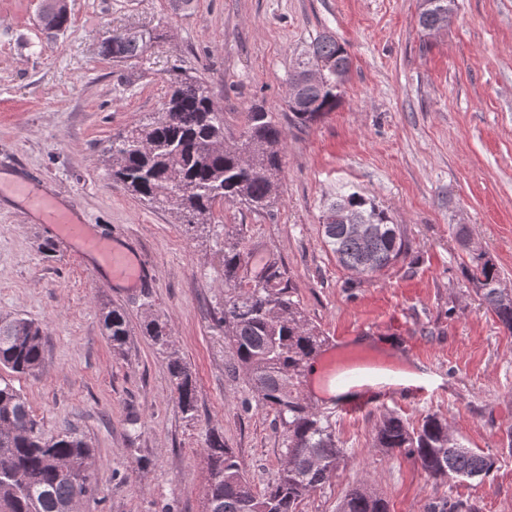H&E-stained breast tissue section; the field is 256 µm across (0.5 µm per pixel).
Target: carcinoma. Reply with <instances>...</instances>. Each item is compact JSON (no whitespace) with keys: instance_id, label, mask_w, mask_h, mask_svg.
Segmentation results:
<instances>
[{"instance_id":"1","label":"carcinoma","mask_w":512,"mask_h":512,"mask_svg":"<svg viewBox=\"0 0 512 512\" xmlns=\"http://www.w3.org/2000/svg\"><path fill=\"white\" fill-rule=\"evenodd\" d=\"M448 10V0H430L418 25L428 32ZM65 11L45 4L41 22L52 32L66 29ZM156 36L149 29H120L100 46V53L117 62L137 64L147 58ZM341 66L320 81L303 87L304 104L287 100L288 111L305 126L336 109L340 87L350 66L345 44L328 33L318 35L296 58L289 83L322 60ZM224 139V113L215 106L209 85L188 68L168 69V89L161 111L112 138V180L152 207L178 213L193 230L212 223L213 208L222 200H236L253 211L271 207L283 173L284 134L269 112L255 107L237 143L222 151L209 146ZM348 205L368 226L360 236L348 224L327 223L336 206ZM324 241L338 263L356 274H380L408 252L400 225L374 199L342 188L322 215ZM224 282L234 283L224 298V333L245 370L258 406L274 414L282 432L284 461L274 483L255 489L232 449L215 434L204 449L208 471L206 512H300L299 506L338 471L344 449L336 441L330 417L300 394L308 362L317 357L322 340L308 323L290 292L273 283L269 273L251 285L238 282L240 242L224 234ZM466 271L482 303L512 334V291L500 287V272L484 252L470 254ZM103 327L112 346L128 336V321L119 308L103 314ZM154 344L167 345L169 333L156 319L144 324ZM44 363L43 329L32 320L0 317V368L16 374L33 373ZM168 371L183 414L196 411V379L180 359ZM375 447L398 452L442 480H483L495 469L489 454L467 447L448 431L447 421L426 415L413 426L391 413L375 428ZM92 448L70 430L45 435L33 419L24 394L0 376V512H69L76 486L97 482L89 464ZM339 512H389L386 499L361 486L344 497Z\"/></svg>"}]
</instances>
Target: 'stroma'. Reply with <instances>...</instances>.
I'll return each instance as SVG.
<instances>
[{
	"label": "stroma",
	"mask_w": 512,
	"mask_h": 512,
	"mask_svg": "<svg viewBox=\"0 0 512 512\" xmlns=\"http://www.w3.org/2000/svg\"><path fill=\"white\" fill-rule=\"evenodd\" d=\"M43 0L0 9V179L49 180L98 230L136 254L151 285H116L35 223L23 203L0 197V315L44 329L45 363L13 375L45 435L68 428L93 450L98 492L80 512H205L207 432L232 448L257 488L278 476L282 433L258 407L224 336L225 233L241 242L243 282L274 266L327 344L387 340L427 372L431 394L396 397L353 413L305 397L330 415L345 452L337 475L301 512H336L350 488L367 485L390 512H425L445 497L462 512H512V335L480 303L464 266L488 253L512 289V0H456L446 29L418 26V0H66L56 34L37 19ZM115 27H147L158 41L145 63L103 57ZM345 42L351 67L342 101L300 126L285 105L296 53L319 33ZM208 82L238 139L264 106L284 132L283 175L271 211L216 205L215 223L187 230L112 181L114 135L160 109L173 62ZM385 208L409 243L406 257L367 277L344 269L324 243L322 212L343 186ZM53 253H45V244ZM128 317L113 348L102 313ZM167 325L159 350L142 326ZM180 358L197 379L195 418L182 414L168 374ZM426 414L494 456L482 482H445L400 453L376 448L390 413Z\"/></svg>",
	"instance_id": "35a3bbf8"
}]
</instances>
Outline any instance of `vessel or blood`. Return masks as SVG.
I'll list each match as a JSON object with an SVG mask.
<instances>
[{
	"mask_svg": "<svg viewBox=\"0 0 512 512\" xmlns=\"http://www.w3.org/2000/svg\"><path fill=\"white\" fill-rule=\"evenodd\" d=\"M23 196L31 214L41 223L53 225L57 233L73 243L79 256L91 259L108 270L113 280L133 288L144 285L143 267L139 258L120 248L111 238L98 235L72 204L61 201L49 192L40 177H29L4 186L0 194ZM322 382L337 388L347 387L351 399L338 402V409L352 412L372 404L381 394V384L402 386L416 398L428 393L427 384L419 378L402 375L399 366L389 364L367 347L340 341L338 349L329 351L322 363Z\"/></svg>",
	"mask_w": 512,
	"mask_h": 512,
	"instance_id": "b4317fda",
	"label": "vessel or blood"
}]
</instances>
